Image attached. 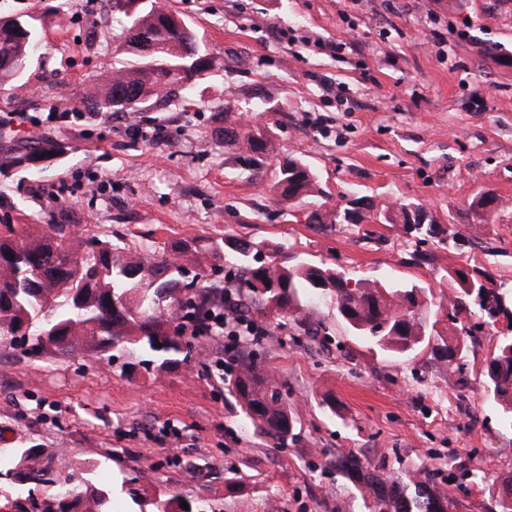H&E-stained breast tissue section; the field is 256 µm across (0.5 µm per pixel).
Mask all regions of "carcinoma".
I'll list each match as a JSON object with an SVG mask.
<instances>
[{
    "label": "carcinoma",
    "instance_id": "1",
    "mask_svg": "<svg viewBox=\"0 0 512 512\" xmlns=\"http://www.w3.org/2000/svg\"><path fill=\"white\" fill-rule=\"evenodd\" d=\"M43 25L41 17L31 14L0 17L1 84L22 76L39 49ZM121 37L134 62L113 71L100 94L87 102L95 114L137 111L154 98L188 90L215 68L191 28L159 0H146L134 14L125 15ZM224 137L250 154L248 162L257 165L253 176H258L266 135L226 126ZM35 148L45 159L54 151L43 139H26L0 154V171L30 168ZM316 183L309 165L290 159L278 166L272 189L292 204L309 196ZM417 207L415 202L400 204L406 236L418 243L436 238L450 251L468 242L453 224L411 223L409 215ZM235 241V250L211 237L133 250L121 236L76 237L64 224L34 235L26 224L0 221V338L30 357L49 346L61 355L82 348L95 361L111 364L118 351L136 346L154 356L160 372L188 364L195 340L214 335L221 328L216 319L224 314L223 285L204 281V269L185 279L188 258L209 255L217 261L213 271L220 262L237 267L238 282L252 283L246 290L249 306L271 321H297L325 300L347 328L379 351L416 356L427 350L452 373L463 372L469 346L477 340L470 319L485 318L496 344L481 373L483 394L497 409L501 428L512 432V283L472 268L465 288L457 280L463 271L450 267L444 270L450 293L429 304L415 295L431 289L411 281L396 278L350 288V278L340 280L323 263H290L288 248L280 243L245 237ZM446 309L452 315L451 336L436 329ZM175 315L181 320L180 334L170 336L167 325ZM223 382L247 428L278 445L287 442L285 424L293 416L274 383L251 366ZM52 463L32 448L0 456V497L16 512H29L26 505L35 491L40 494L36 512H112L115 489L90 478L75 488L51 489ZM326 465L354 485L370 512H452L455 506L454 495L438 490L427 468L377 474L353 453L328 459ZM134 482L123 479L120 492L139 512H199L193 503L182 507V497L171 489L149 497ZM497 507L498 512H512V478L499 485Z\"/></svg>",
    "mask_w": 512,
    "mask_h": 512
}]
</instances>
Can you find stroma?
<instances>
[{"instance_id": "35a3bbf8", "label": "stroma", "mask_w": 512, "mask_h": 512, "mask_svg": "<svg viewBox=\"0 0 512 512\" xmlns=\"http://www.w3.org/2000/svg\"><path fill=\"white\" fill-rule=\"evenodd\" d=\"M212 55L188 100L89 117L84 103L127 62L110 0H0V14L45 21L41 56L0 88V148L34 136L63 148L40 172L0 173V211L44 231L73 224L131 246L228 234L270 240L369 280L447 291L446 267H480L512 282V0H161ZM345 42L341 52L332 44ZM230 103V116L216 105ZM267 132L259 177L224 140V122ZM306 161L319 193L296 205L270 191L278 162ZM498 206L476 223L473 199ZM357 227L318 224L352 199ZM422 204L473 245L448 252L387 223ZM310 336L293 321L258 323L257 342L214 336L190 364L160 373L130 351L112 366L84 351L26 357L0 345V452L34 448L66 472L94 468L105 485L132 477L173 487L205 512H368L326 467L354 453L395 474L425 466L456 512H496L493 479L512 476V448L483 398L496 340L479 336L463 374L429 354L401 357L351 335L332 305L313 304ZM259 366L296 421L284 446L244 429L223 369ZM335 398V410L323 407ZM483 471L486 483L473 484Z\"/></svg>"}]
</instances>
